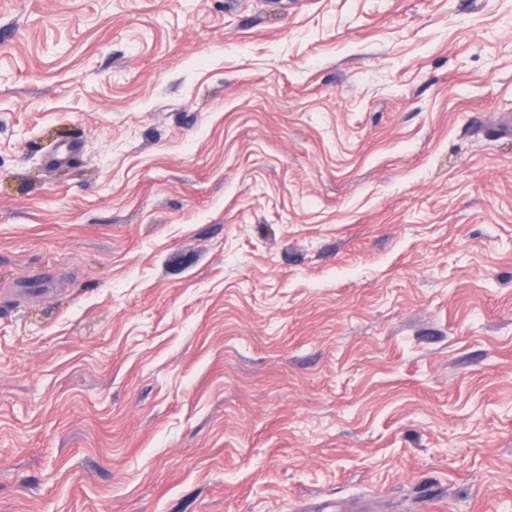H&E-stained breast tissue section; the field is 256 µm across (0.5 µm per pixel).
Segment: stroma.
Wrapping results in <instances>:
<instances>
[{
  "label": "stroma",
  "mask_w": 512,
  "mask_h": 512,
  "mask_svg": "<svg viewBox=\"0 0 512 512\" xmlns=\"http://www.w3.org/2000/svg\"><path fill=\"white\" fill-rule=\"evenodd\" d=\"M505 114L512 0H0V512H512Z\"/></svg>",
  "instance_id": "stroma-1"
}]
</instances>
